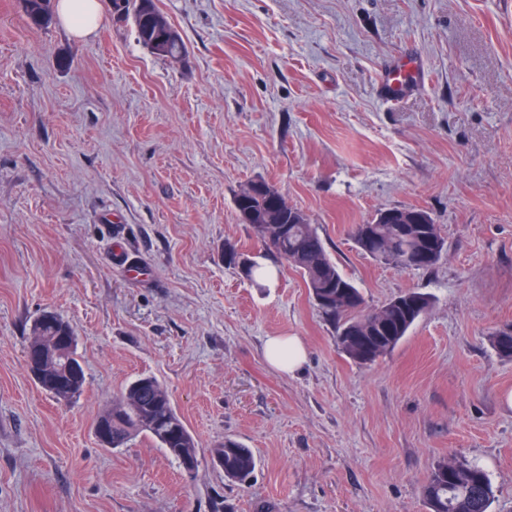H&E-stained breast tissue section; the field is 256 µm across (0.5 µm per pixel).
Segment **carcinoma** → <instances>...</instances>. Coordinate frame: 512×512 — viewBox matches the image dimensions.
<instances>
[{"instance_id":"carcinoma-1","label":"carcinoma","mask_w":512,"mask_h":512,"mask_svg":"<svg viewBox=\"0 0 512 512\" xmlns=\"http://www.w3.org/2000/svg\"><path fill=\"white\" fill-rule=\"evenodd\" d=\"M111 5L115 18L133 17L134 24L140 28L138 40L145 43L147 28L139 19L141 0H111ZM265 203L266 198L261 196L238 195L235 199L239 213L252 209L260 215L250 227L265 250L287 260L301 275L312 297L323 294L331 297L330 303L319 306V310L338 324L337 340L341 349L358 363L366 348L372 363L392 353L415 321L430 309L431 297L416 291L400 294L403 300L420 298L418 309L411 313L398 307L392 299L377 307L366 306L362 293L331 259L314 225L292 221V214L299 208L281 198L280 223L270 224V209ZM388 212L397 217L385 222L375 217L365 225H352L350 235L357 247L374 259L378 258V250L387 252L386 263L400 269L425 270L434 266L443 255L445 241L430 213L416 207H394ZM32 332L48 346L64 348L69 361L79 370L77 378L55 372L46 376L39 387L54 397L60 392L69 398L80 394L85 372L76 340L63 341V337L73 335L70 324L56 312L46 310L35 320ZM492 344L499 354L512 358V324L495 332ZM110 413L112 447L123 448L143 435L177 460L182 468L198 467V441L157 379L132 381L112 400ZM211 459L220 460L224 478L238 484L244 483L257 465L253 451L231 437L211 449ZM444 466L445 462L438 463L422 486L427 512H489L494 494L487 472L476 463L464 462L450 478L442 472Z\"/></svg>"}]
</instances>
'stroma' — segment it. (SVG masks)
Returning a JSON list of instances; mask_svg holds the SVG:
<instances>
[{
	"label": "stroma",
	"mask_w": 512,
	"mask_h": 512,
	"mask_svg": "<svg viewBox=\"0 0 512 512\" xmlns=\"http://www.w3.org/2000/svg\"><path fill=\"white\" fill-rule=\"evenodd\" d=\"M183 59L105 13L90 36L0 0V512H426L440 460L487 472L512 512V0H155ZM421 72L396 105L378 78ZM262 178L314 224L370 306L431 296L393 353L348 357L299 273L236 210ZM414 206L441 228L427 270L362 253L352 225ZM152 283L109 261L113 223ZM279 268L261 288L227 248ZM78 338L82 392L28 374L34 321ZM269 336H298L288 375ZM169 391L201 457L187 474L144 437L102 447L94 423L132 380ZM252 449L247 485L210 450ZM264 354L267 362L276 371L295 373L305 362L307 350L301 337L270 336L265 342Z\"/></svg>",
	"instance_id": "35a3bbf8"
}]
</instances>
